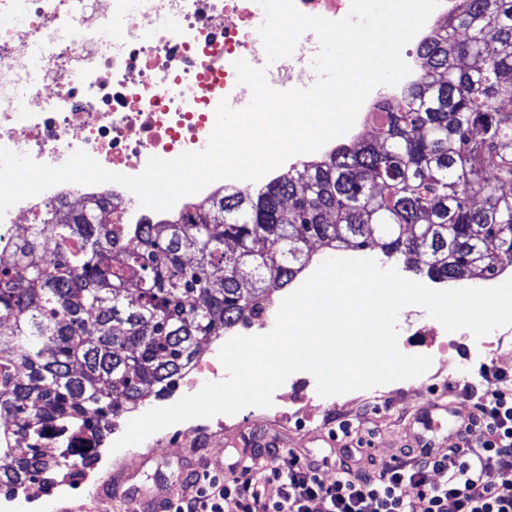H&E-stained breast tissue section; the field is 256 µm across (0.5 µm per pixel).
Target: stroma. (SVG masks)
<instances>
[{
  "label": "stroma",
  "mask_w": 512,
  "mask_h": 512,
  "mask_svg": "<svg viewBox=\"0 0 512 512\" xmlns=\"http://www.w3.org/2000/svg\"><path fill=\"white\" fill-rule=\"evenodd\" d=\"M398 329L401 351L431 356L432 365L428 374L389 383V390L396 393L392 409L379 411L358 405L346 393L336 398L340 405L336 414L323 416L315 378L310 373L298 372L289 377L288 386L282 391V401L286 404L297 399L306 401L309 417L278 423L241 411L232 417L236 431L220 437L212 438L203 432L191 441L174 439L156 448L133 445L93 459L89 470L106 467L118 471L119 476L113 481L118 500L90 502L80 487L78 475L73 474L69 477L71 486L67 490L66 506L75 510L88 503L92 506L91 512H124L121 498L131 493L142 501L143 512H160L164 500L192 494L186 476L201 469L203 464L224 468L239 460L252 474H263L270 460L263 449L244 448L242 440L250 434L276 439L281 450L302 456H338L345 448L359 443L364 456L387 460L403 456L408 449L421 447L426 438L438 451L448 450L455 431L466 423L471 405L468 400L449 393L445 399L455 404L457 417L434 409L432 374L447 371L449 361L454 360L512 376V326L503 329L507 346L496 359L486 358L479 340L459 331H446L416 306L401 310ZM426 413L431 415L435 425L424 433L417 420Z\"/></svg>",
  "instance_id": "35a3bbf8"
}]
</instances>
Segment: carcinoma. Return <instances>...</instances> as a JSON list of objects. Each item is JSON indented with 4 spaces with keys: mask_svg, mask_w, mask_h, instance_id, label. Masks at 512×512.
Wrapping results in <instances>:
<instances>
[{
    "mask_svg": "<svg viewBox=\"0 0 512 512\" xmlns=\"http://www.w3.org/2000/svg\"><path fill=\"white\" fill-rule=\"evenodd\" d=\"M409 100L378 141L322 158L184 224H30L0 254V488L52 480L55 438L94 454L109 416L166 396L210 343L266 311L308 244L418 253L443 283L512 267V0H462L420 49ZM56 253L43 258V242ZM281 260L266 263L268 246Z\"/></svg>",
    "mask_w": 512,
    "mask_h": 512,
    "instance_id": "1",
    "label": "carcinoma"
}]
</instances>
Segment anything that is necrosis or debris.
Wrapping results in <instances>:
<instances>
[{
    "instance_id": "4bbe7bcc",
    "label": "necrosis or debris",
    "mask_w": 512,
    "mask_h": 512,
    "mask_svg": "<svg viewBox=\"0 0 512 512\" xmlns=\"http://www.w3.org/2000/svg\"><path fill=\"white\" fill-rule=\"evenodd\" d=\"M126 3L0 0V13L24 17L23 24L0 26V145L52 166L82 150L106 169L136 175L149 157L175 158L212 133L219 103L244 95L235 61L262 59L256 0H137L131 10ZM457 5L441 0L403 51L410 74L397 86L376 87L354 127L318 155L354 147L377 132L380 113L401 103L417 81L420 46L444 28ZM119 14L123 31L106 41ZM255 188L251 181L217 180L156 212L117 184H59L0 218V251L23 225L59 218L75 204L103 201L106 223L181 224L224 192Z\"/></svg>"
}]
</instances>
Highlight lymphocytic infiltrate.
I'll return each mask as SVG.
<instances>
[{
    "mask_svg": "<svg viewBox=\"0 0 512 512\" xmlns=\"http://www.w3.org/2000/svg\"><path fill=\"white\" fill-rule=\"evenodd\" d=\"M487 388L477 395L469 427L484 429L480 450H473L463 432L446 452L429 447L410 449L409 459L360 458L345 449L337 458L291 457L287 465L271 461L261 478L248 471L195 473V493L164 501L165 512H224L235 500L239 512H512V378L486 376ZM334 468L336 478L322 473ZM443 475L442 483L429 480ZM277 484L268 498L266 487ZM412 497H404V486Z\"/></svg>",
    "mask_w": 512,
    "mask_h": 512,
    "instance_id": "obj_1",
    "label": "lymphocytic infiltrate"
}]
</instances>
